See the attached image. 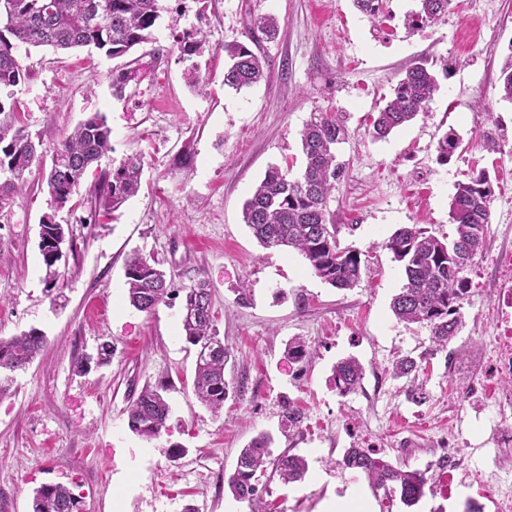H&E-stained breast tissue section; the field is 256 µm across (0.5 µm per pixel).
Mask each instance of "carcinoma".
<instances>
[{"instance_id": "carcinoma-1", "label": "carcinoma", "mask_w": 512, "mask_h": 512, "mask_svg": "<svg viewBox=\"0 0 512 512\" xmlns=\"http://www.w3.org/2000/svg\"><path fill=\"white\" fill-rule=\"evenodd\" d=\"M356 8L371 19L385 10L386 0H353ZM449 0H416L415 9L405 15L410 31L431 27L448 14ZM159 0H0V93L11 96L12 88L25 82L29 69L18 54L21 44L54 49L88 47L112 58L151 42L152 30L160 18ZM268 39L278 32V21L269 15L258 18L253 30ZM227 64L224 85L236 91L250 88L266 77V61L247 43L224 45ZM139 70L129 64L110 74L113 93L121 96L137 80ZM440 89L438 76L425 61L409 66L393 89V95L379 109L370 135L376 140L407 125L428 108ZM501 98L512 101V58L501 69ZM347 133L338 112L311 116L301 132L305 157L301 175L290 167L271 165L243 205V222L265 249L284 247L297 250L313 273L338 289L355 287L362 277L360 254L340 247L338 228L328 208L343 167L336 160V145ZM111 129L106 118L96 113L65 133L51 153L50 166L43 165L42 143L22 128L0 123V210L10 206L25 187L26 175L37 169L46 183L53 212L39 223V249L50 248L47 240H65L63 225L56 223L54 210L64 207L80 186L87 170L111 150ZM462 139L454 130L437 142L436 161L445 165L460 148ZM143 161L132 155L105 174L98 190L101 206L118 210L141 188ZM495 191L483 170L472 173L455 188L449 215L455 238H439L418 225L396 230L384 242L394 259L404 264L406 282L393 298L392 312L409 327L424 325L430 330L431 348L446 351L463 327L462 301L470 291L467 272L482 255ZM128 301L136 310L153 312L170 295L165 272L158 262L134 254L125 266ZM188 344L197 351L194 392L199 402L217 413L233 389L225 379L230 358L217 336L212 311L211 289L199 278L185 289L181 315ZM45 336L31 329L9 339H0V372H12L29 365L42 350ZM288 357L302 362L311 357V346L301 338L288 345ZM364 368L354 358L334 365L331 381L336 389L352 392L361 383ZM164 384L144 388L128 407V426L142 437L154 439L167 430L170 405ZM270 438L255 437L240 452L236 465L224 479L239 501L258 498L257 474L270 476L287 486L304 479L308 465L297 454L272 457ZM340 464L361 472L372 488L399 496L412 507L426 493L428 479L421 470H405L363 448H348ZM83 496L63 484L43 485L33 498L32 512H82Z\"/></svg>"}]
</instances>
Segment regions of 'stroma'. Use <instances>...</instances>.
Here are the masks:
<instances>
[{"label":"stroma","instance_id":"35a3bbf8","mask_svg":"<svg viewBox=\"0 0 512 512\" xmlns=\"http://www.w3.org/2000/svg\"><path fill=\"white\" fill-rule=\"evenodd\" d=\"M153 42L130 53L142 76L124 96L109 75L120 59L95 49L55 52L23 45L28 79L14 87L13 111L0 120L24 127L51 150L93 113L105 115L112 150L92 167L79 191L55 211L74 244L46 288L39 221L50 197L38 174L0 211V337L37 329L47 343L0 393V512H32L45 484L73 486L84 512H321L328 499L356 497L364 512H461L470 489L439 467L441 439L465 403L460 450L468 467L493 447L499 415L489 400L466 402L498 334L494 296L503 275L491 257L512 250V102L499 77L512 54V0H451L435 26L411 33L403 24L414 0H387L373 22L352 0H160ZM272 15L280 29L261 40L266 77L242 92L224 87V45L243 40L254 20ZM200 32L194 62L209 83L189 88L176 41ZM447 66L427 111L382 141L368 134L407 66ZM339 111L348 136L337 154L346 172L330 202L341 246L360 251V283L333 288L293 250H266L242 222L241 209L272 164L301 169L300 132L315 112ZM457 131L462 146L436 161L438 140ZM143 159L139 194L110 214L88 215L102 172L127 156ZM488 171L495 189L486 249L468 276L464 325L449 352H432L430 331L405 327L390 303L406 281L402 263L383 243L417 224L453 237L449 203L457 183ZM159 261L174 293L152 313L130 306L124 276L132 253ZM206 278L215 325L230 352L226 376L237 388L221 412L194 395L196 353L182 334L183 290ZM250 296L236 300L240 283ZM294 337L315 354L288 364ZM112 357L78 373L77 363L101 343ZM358 359V389L340 396L333 365ZM410 357L414 377L394 378V361ZM165 382L168 430L155 439L130 431L128 406L140 391ZM423 398H415V388ZM301 416L288 428L283 406ZM269 434L274 453L308 463L303 481L284 486L260 478L258 503L236 500L211 478L230 472L239 452ZM365 448L392 464L424 471L430 486L414 506L374 493L342 468L345 449ZM180 448V463L168 449Z\"/></svg>","mask_w":512,"mask_h":512}]
</instances>
